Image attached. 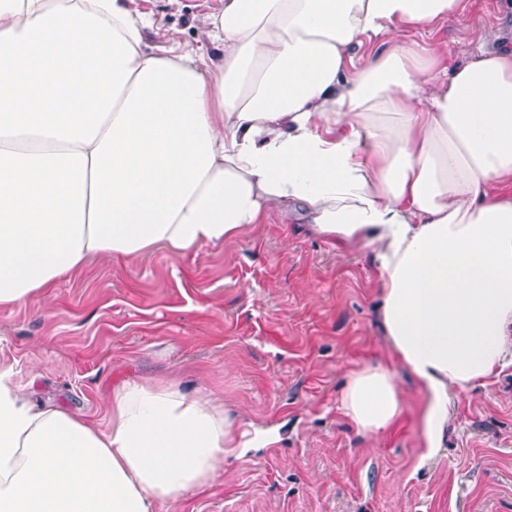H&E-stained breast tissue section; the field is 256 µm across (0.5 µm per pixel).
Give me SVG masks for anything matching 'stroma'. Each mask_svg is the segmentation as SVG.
Wrapping results in <instances>:
<instances>
[{
	"label": "stroma",
	"instance_id": "stroma-1",
	"mask_svg": "<svg viewBox=\"0 0 512 512\" xmlns=\"http://www.w3.org/2000/svg\"><path fill=\"white\" fill-rule=\"evenodd\" d=\"M224 0H137L157 30L201 40V19ZM512 34V0H468L463 19L412 30L467 59L484 32ZM49 301L0 310V362L26 393L106 428L115 389L175 380L207 388L241 425L279 438L225 457L206 490L160 512H512V367L459 394L441 448L430 451L426 396L379 323L369 250L302 231L273 213L221 247L176 257L93 262L58 280ZM388 363L402 412L378 436L338 408L349 374Z\"/></svg>",
	"mask_w": 512,
	"mask_h": 512
}]
</instances>
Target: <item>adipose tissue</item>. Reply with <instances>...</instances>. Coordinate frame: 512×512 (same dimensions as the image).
<instances>
[{"mask_svg":"<svg viewBox=\"0 0 512 512\" xmlns=\"http://www.w3.org/2000/svg\"><path fill=\"white\" fill-rule=\"evenodd\" d=\"M465 9L224 0L205 50L150 52L135 0H0V309L87 261L182 257L297 209L371 251L380 324L440 447L458 393L512 366V49L452 65L406 40ZM340 408L387 430L392 366L354 371ZM273 435L208 389L149 381L113 392L102 431L0 364V512H159Z\"/></svg>","mask_w":512,"mask_h":512,"instance_id":"ef3b65f1","label":"adipose tissue"}]
</instances>
